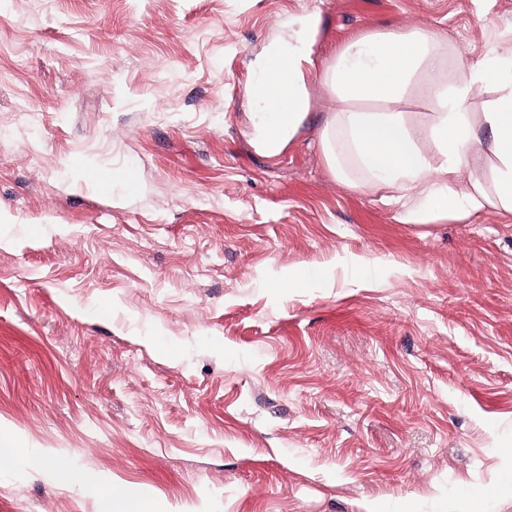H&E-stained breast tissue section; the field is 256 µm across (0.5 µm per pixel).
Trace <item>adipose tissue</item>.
<instances>
[{"label": "adipose tissue", "mask_w": 512, "mask_h": 512, "mask_svg": "<svg viewBox=\"0 0 512 512\" xmlns=\"http://www.w3.org/2000/svg\"><path fill=\"white\" fill-rule=\"evenodd\" d=\"M317 20L289 25L271 51L288 58L285 74H270L267 91L250 88L257 111L251 136L266 156L278 155L308 115L305 73L312 67ZM447 34L426 26L351 39L325 72L336 101L321 131L325 162L338 183L378 195L404 224L460 221L493 208L512 214V50L491 47L480 66L448 75ZM491 89L483 111L477 91ZM431 109H406L411 90ZM53 478L92 487L111 512H155L152 493L120 489L89 469L58 462Z\"/></svg>", "instance_id": "obj_1"}]
</instances>
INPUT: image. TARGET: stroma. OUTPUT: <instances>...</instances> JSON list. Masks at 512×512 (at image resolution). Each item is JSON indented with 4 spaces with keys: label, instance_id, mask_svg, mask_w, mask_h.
<instances>
[{
    "label": "stroma",
    "instance_id": "stroma-1",
    "mask_svg": "<svg viewBox=\"0 0 512 512\" xmlns=\"http://www.w3.org/2000/svg\"><path fill=\"white\" fill-rule=\"evenodd\" d=\"M308 13L319 72L417 24L466 69L512 44V0L0 7V512H106L59 461L159 512H512V214L336 182L319 73L259 152L246 89ZM53 478L59 485L66 487H92L97 489L108 501L109 512H157L152 492L143 488L119 489L110 485L108 480L89 469H77L60 461L52 470Z\"/></svg>",
    "mask_w": 512,
    "mask_h": 512
}]
</instances>
